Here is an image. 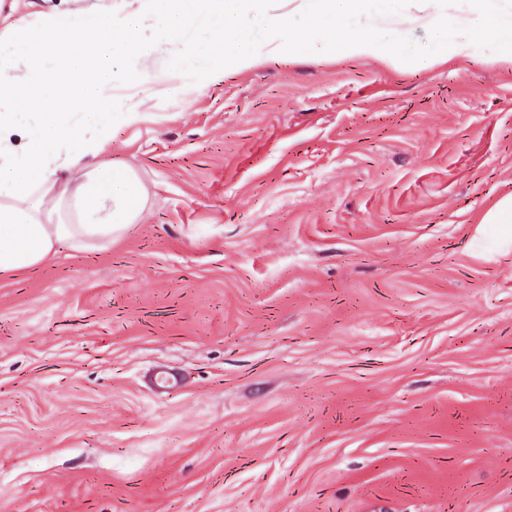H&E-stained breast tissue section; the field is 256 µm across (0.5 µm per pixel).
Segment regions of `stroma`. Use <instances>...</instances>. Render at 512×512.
<instances>
[{
    "label": "stroma",
    "instance_id": "35a3bbf8",
    "mask_svg": "<svg viewBox=\"0 0 512 512\" xmlns=\"http://www.w3.org/2000/svg\"><path fill=\"white\" fill-rule=\"evenodd\" d=\"M432 7L135 95L139 222L0 274V512H512V61Z\"/></svg>",
    "mask_w": 512,
    "mask_h": 512
}]
</instances>
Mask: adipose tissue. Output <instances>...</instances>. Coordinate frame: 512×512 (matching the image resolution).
<instances>
[{
  "instance_id": "1",
  "label": "adipose tissue",
  "mask_w": 512,
  "mask_h": 512,
  "mask_svg": "<svg viewBox=\"0 0 512 512\" xmlns=\"http://www.w3.org/2000/svg\"><path fill=\"white\" fill-rule=\"evenodd\" d=\"M128 2L117 14L81 17L53 5L0 36V273L35 267L63 243L111 244L140 220L141 180L97 157L135 119L123 92L148 87L161 46L174 48L172 75L194 83L316 44L334 58L406 57L403 43L369 20L372 0H310L297 27L267 19L262 0ZM476 2L466 19L444 10L414 17L444 32L437 56L485 42L512 58V17L498 0Z\"/></svg>"
}]
</instances>
